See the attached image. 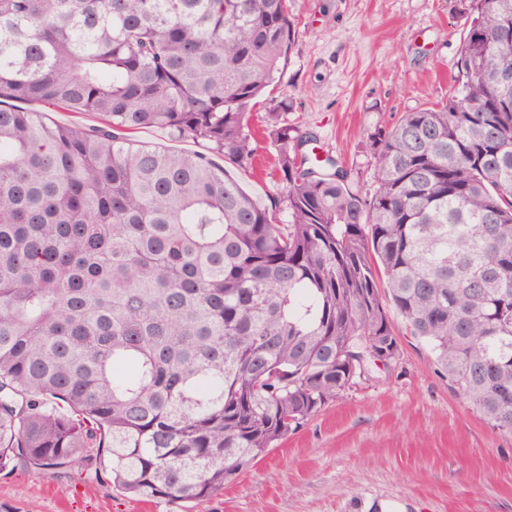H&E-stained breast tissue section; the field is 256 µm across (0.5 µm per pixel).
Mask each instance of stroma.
Here are the masks:
<instances>
[{
  "mask_svg": "<svg viewBox=\"0 0 512 512\" xmlns=\"http://www.w3.org/2000/svg\"><path fill=\"white\" fill-rule=\"evenodd\" d=\"M468 0H289L295 40L279 96L331 157L372 191V139L404 113L447 99L470 24ZM258 162L224 167L263 204L279 196L266 109L254 112ZM0 512H183L113 489L107 475L15 462ZM192 512H512V435L490 427L428 349L402 336L396 364L373 370L223 493Z\"/></svg>",
  "mask_w": 512,
  "mask_h": 512,
  "instance_id": "obj_1",
  "label": "stroma"
}]
</instances>
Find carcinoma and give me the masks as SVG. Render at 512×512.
<instances>
[{"mask_svg":"<svg viewBox=\"0 0 512 512\" xmlns=\"http://www.w3.org/2000/svg\"><path fill=\"white\" fill-rule=\"evenodd\" d=\"M468 10L457 83L373 137L368 195L277 102L267 206L210 155L252 164L288 0H0V471L207 499L398 359L391 309L512 434V0ZM34 108L45 111L48 113V118L60 124H79L88 127L90 125H97L99 121L95 116L67 112L61 108H45L41 105H37ZM131 139L136 141L137 144L158 146L182 152L192 153L201 150V147L192 140L175 141L169 137L167 132L157 129H140L131 135Z\"/></svg>","mask_w":512,"mask_h":512,"instance_id":"obj_1","label":"carcinoma"}]
</instances>
